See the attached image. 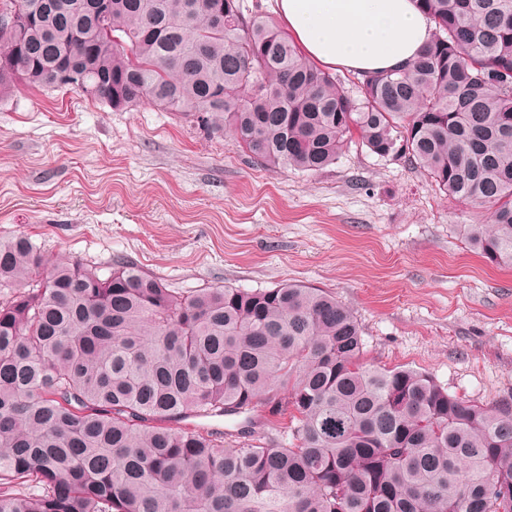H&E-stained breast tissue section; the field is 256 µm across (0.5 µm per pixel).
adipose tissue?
<instances>
[{"mask_svg":"<svg viewBox=\"0 0 512 512\" xmlns=\"http://www.w3.org/2000/svg\"><path fill=\"white\" fill-rule=\"evenodd\" d=\"M282 28L313 63L380 72L404 66L430 40L416 0H274Z\"/></svg>","mask_w":512,"mask_h":512,"instance_id":"obj_1","label":"adipose tissue"}]
</instances>
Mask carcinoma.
I'll list each match as a JSON object with an SVG mask.
<instances>
[{
  "mask_svg": "<svg viewBox=\"0 0 512 512\" xmlns=\"http://www.w3.org/2000/svg\"><path fill=\"white\" fill-rule=\"evenodd\" d=\"M0 34L18 81L99 86L231 129L264 164L317 172L358 138L485 207L468 244L512 267V0H419L431 39L407 65L336 86L267 16L224 0H21ZM95 41L81 49L74 36ZM353 313L300 284L192 295L118 263H48L0 240V512H512V402L363 361ZM267 412L285 438L263 441ZM242 418L235 432L179 427ZM30 482L15 492L11 484ZM36 16L28 14L25 7L0 13V30L3 34L13 35L23 27L34 22Z\"/></svg>",
  "mask_w": 512,
  "mask_h": 512,
  "instance_id": "obj_1",
  "label": "carcinoma"
}]
</instances>
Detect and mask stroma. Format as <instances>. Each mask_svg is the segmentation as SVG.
<instances>
[{
	"instance_id": "stroma-1",
	"label": "stroma",
	"mask_w": 512,
	"mask_h": 512,
	"mask_svg": "<svg viewBox=\"0 0 512 512\" xmlns=\"http://www.w3.org/2000/svg\"><path fill=\"white\" fill-rule=\"evenodd\" d=\"M484 207L404 158L354 144L317 173L260 165L234 136L71 88L0 94V238L174 291L325 289L366 362L426 373L477 403L512 399V268L468 248Z\"/></svg>"
}]
</instances>
